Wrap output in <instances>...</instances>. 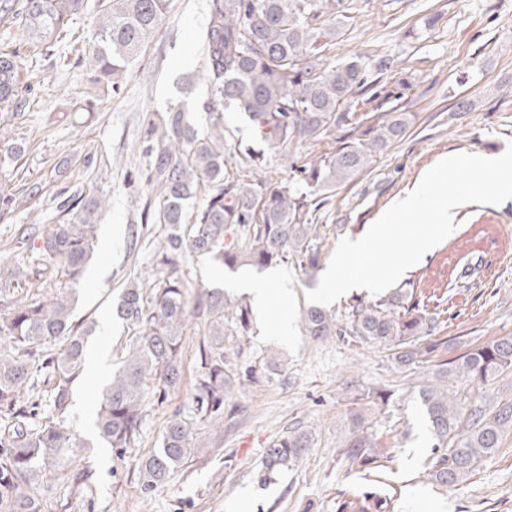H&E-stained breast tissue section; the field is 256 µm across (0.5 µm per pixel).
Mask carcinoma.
I'll return each instance as SVG.
<instances>
[{"mask_svg": "<svg viewBox=\"0 0 512 512\" xmlns=\"http://www.w3.org/2000/svg\"><path fill=\"white\" fill-rule=\"evenodd\" d=\"M170 0H101L96 28L85 55L96 81L117 91L131 61L163 25ZM85 0H25L23 40L48 49L66 36ZM345 0H212L203 37L212 122L201 134L182 107L158 123L147 122L148 152H156L147 181L155 187L160 224L173 231L158 252L161 275L148 285L124 288L116 311L137 330L122 366L113 373L93 408L98 437L113 452L139 442L144 407L163 402L182 382L181 339L192 312L204 317L198 374L192 386L194 410L168 418L159 447L139 463L141 486L163 483L191 456L197 419L224 425V398L237 381L279 374L273 356L244 370L224 355V331L247 336L251 309L220 288L196 295L189 306V254L223 267L267 268L294 262L309 278L321 269L320 231L308 220L335 192L365 173L371 163L403 138L413 113L398 104L413 86L406 71L385 80L389 62L355 53L331 65L327 52L339 34ZM16 53H0V111H18ZM235 106L252 122L256 137L288 164V181L270 170L264 151L242 147L224 126L223 109ZM320 146L313 156L300 144ZM237 165H226V156ZM102 197L72 198L59 222L45 225L32 270L0 261V512H43L51 492L44 477L63 470L93 442L67 423L72 385L85 369V346L94 330L73 323L75 283L95 253ZM410 293L397 291L375 304L358 302L344 319L310 306L302 321L308 335L368 340L391 351L401 370L433 368L418 394L434 444L426 476L455 487L478 464L501 449L512 434V402L488 409L466 406L448 394V377L482 382L512 367V336L462 342L435 335L431 313ZM63 342L60 351L51 347ZM50 393V411L24 396L38 385ZM387 388L363 392L362 407H385ZM362 418L344 446L350 466L366 473L381 467L387 449L362 428ZM311 433L290 431L267 450L260 480L289 467L310 447Z\"/></svg>", "mask_w": 512, "mask_h": 512, "instance_id": "carcinoma-1", "label": "carcinoma"}]
</instances>
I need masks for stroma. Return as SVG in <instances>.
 Returning <instances> with one entry per match:
<instances>
[{
	"label": "stroma",
	"instance_id": "obj_1",
	"mask_svg": "<svg viewBox=\"0 0 512 512\" xmlns=\"http://www.w3.org/2000/svg\"><path fill=\"white\" fill-rule=\"evenodd\" d=\"M350 17L329 54L340 61L364 51L412 72L415 85L403 107L415 115L406 136L378 157L353 183L316 211L321 260L329 262L341 239L356 238L451 153L497 154L512 141V0H351ZM210 0H172L163 27L129 64L120 92L107 91L78 56L92 40L96 8L71 23V34L44 54L29 52L14 15L0 16V49L22 57L18 113L0 112V257L28 270L21 239L36 241L55 223L73 195H106L108 207L98 250L76 284L79 320L109 324L88 345L102 373L95 386L73 385L70 424L85 434L92 417L89 392H102L134 336L116 314L125 286L158 275L156 247L168 225L144 223L154 194L146 181V120L182 106L198 128L210 114L203 34ZM440 13L435 27L425 19ZM67 66H60V58ZM464 97L471 111H454ZM455 230L400 279L399 288L421 294L437 318L438 336L488 341L512 336V199L484 208L458 207ZM198 321L182 338L183 382L162 404L146 406L136 447L116 456L88 449L76 467L89 468L88 486L73 489L68 472L56 474L45 512H337L352 491L387 497L388 512H512V437L479 470L453 489L429 483L424 464L433 441L411 371L387 359L381 346L315 340L300 325L286 336L254 323L248 337L224 349L244 368L267 355L281 361L272 381L236 384L224 400V425L198 421L193 454L153 490L141 487L137 463L158 447L171 413L189 410L198 370ZM388 387L394 402L367 413L365 425L390 450L378 476L355 472L341 450L351 428L354 396L365 387ZM311 432L312 446L292 468L260 482L270 446L288 431Z\"/></svg>",
	"mask_w": 512,
	"mask_h": 512
}]
</instances>
